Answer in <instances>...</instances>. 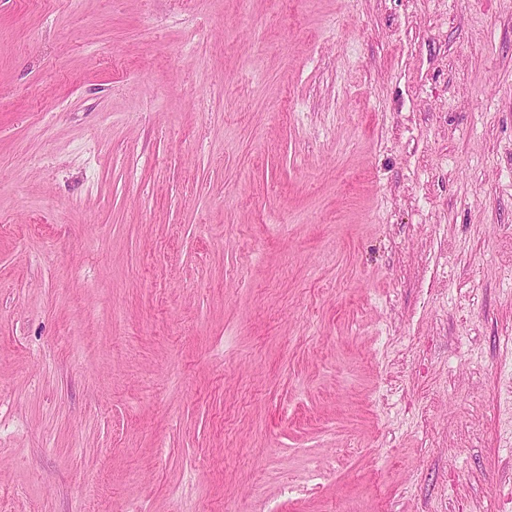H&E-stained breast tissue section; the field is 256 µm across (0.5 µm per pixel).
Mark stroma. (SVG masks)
<instances>
[{
	"label": "stroma",
	"mask_w": 512,
	"mask_h": 512,
	"mask_svg": "<svg viewBox=\"0 0 512 512\" xmlns=\"http://www.w3.org/2000/svg\"><path fill=\"white\" fill-rule=\"evenodd\" d=\"M0 512H512V0H0Z\"/></svg>",
	"instance_id": "35a3bbf8"
}]
</instances>
